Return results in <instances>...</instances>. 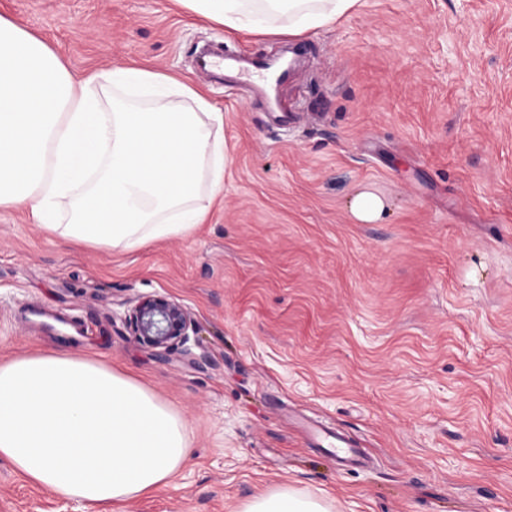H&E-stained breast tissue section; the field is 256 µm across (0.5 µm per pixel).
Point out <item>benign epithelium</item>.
Wrapping results in <instances>:
<instances>
[{"mask_svg":"<svg viewBox=\"0 0 512 512\" xmlns=\"http://www.w3.org/2000/svg\"><path fill=\"white\" fill-rule=\"evenodd\" d=\"M125 321L136 340L159 355L189 353L190 334L196 332L192 311L163 294L143 295L131 300Z\"/></svg>","mask_w":512,"mask_h":512,"instance_id":"7a95c632","label":"benign epithelium"}]
</instances>
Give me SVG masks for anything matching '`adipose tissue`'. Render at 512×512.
Returning <instances> with one entry per match:
<instances>
[{"mask_svg":"<svg viewBox=\"0 0 512 512\" xmlns=\"http://www.w3.org/2000/svg\"><path fill=\"white\" fill-rule=\"evenodd\" d=\"M233 31L296 36L360 0H179ZM93 84L118 96L101 98ZM224 115L190 84L139 67L76 84L40 37L0 16V208L65 241L133 252L192 235L224 189ZM70 221L57 223L63 206ZM192 454L184 420L142 382L65 349L0 362V459L29 483L118 512ZM239 512H329L276 487Z\"/></svg>","mask_w":512,"mask_h":512,"instance_id":"1","label":"adipose tissue"}]
</instances>
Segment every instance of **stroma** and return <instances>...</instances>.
<instances>
[{
	"label": "stroma",
	"mask_w": 512,
	"mask_h": 512,
	"mask_svg": "<svg viewBox=\"0 0 512 512\" xmlns=\"http://www.w3.org/2000/svg\"><path fill=\"white\" fill-rule=\"evenodd\" d=\"M78 79L142 66L224 114V194L187 238L73 246L0 209V359L64 348L184 418L193 456L121 512H238L290 485L332 512H512V0H361L297 37L231 33L177 0H0ZM300 48L277 89L197 61ZM383 198L380 221L350 212ZM165 294L198 330L156 355L124 322ZM351 435L341 469L304 422ZM0 460V512H88ZM385 208L384 201L370 191L358 193L352 200L350 210L360 222L371 223L378 220Z\"/></svg>",
	"instance_id": "obj_1"
}]
</instances>
